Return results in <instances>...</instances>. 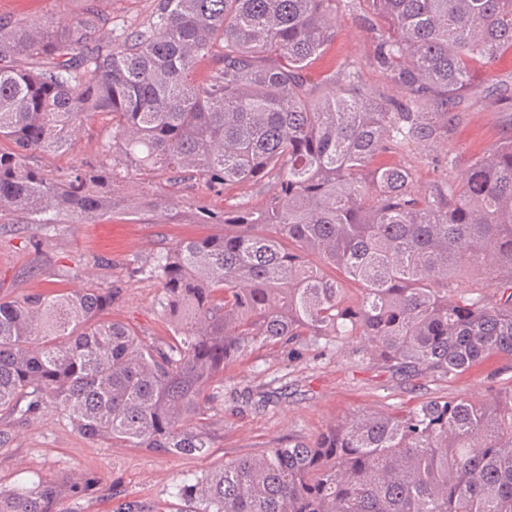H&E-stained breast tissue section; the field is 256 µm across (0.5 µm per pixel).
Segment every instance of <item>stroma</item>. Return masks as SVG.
Returning <instances> with one entry per match:
<instances>
[{"instance_id":"stroma-1","label":"stroma","mask_w":512,"mask_h":512,"mask_svg":"<svg viewBox=\"0 0 512 512\" xmlns=\"http://www.w3.org/2000/svg\"><path fill=\"white\" fill-rule=\"evenodd\" d=\"M154 0H0V16L38 18L54 14L69 25L97 11L109 20L148 14ZM369 39L350 11L339 14V31L310 69L320 80L340 64L363 65L366 84L386 96H397L384 75L367 67ZM512 131V114L490 103L463 113L452 151L458 169ZM103 125L90 121L72 152L37 155L52 169L77 166L94 157ZM220 224H168L144 214L97 216L83 224L0 223V298L13 300L47 289L72 290L97 285L117 289L101 320L132 326L146 341L167 343L174 336L158 304L153 281L133 275L134 259H144L185 238L223 232ZM363 346L349 339L329 350L312 346L296 360L270 346L227 367L216 402L198 420L215 446L208 457L157 455L141 448H121L79 435L54 413L26 420L8 419L12 437L0 447V487L11 488L45 477L77 476L91 481L87 494L66 501L68 512H114L135 499L153 512H175V484L209 466L240 456L266 452L277 441L311 438L338 417L357 409L405 412L432 397H481L490 388L512 384L501 360L489 359L468 373L436 380L380 372L361 364Z\"/></svg>"}]
</instances>
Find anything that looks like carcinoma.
Returning <instances> with one entry per match:
<instances>
[{"instance_id":"1","label":"carcinoma","mask_w":512,"mask_h":512,"mask_svg":"<svg viewBox=\"0 0 512 512\" xmlns=\"http://www.w3.org/2000/svg\"><path fill=\"white\" fill-rule=\"evenodd\" d=\"M353 2L157 0L95 52L91 17H0V221L83 224L132 194L177 218L156 189L268 188L258 205H197L189 220L223 233L134 261L177 341L97 319L110 288L0 301L1 418L50 409L88 439L202 458L212 439L189 421L228 365L269 344L295 359L358 337L362 361L436 379L492 357L512 368V135L453 177V159L434 155L425 193L414 166L376 163L449 146L473 101L512 100L493 74L512 49V0H362L369 66L397 100L351 63L309 77ZM210 56L222 67L197 78ZM94 118L106 127L93 160L34 162L73 149ZM86 489L0 488V512H67ZM174 496L187 512H512V385L408 413L352 411L310 440L188 477ZM439 148L435 147H429V148H419L415 152V154H401V153H383L377 158V162L381 164H389V165H395V164H406L410 163L415 166L416 172V180H415V187L417 190L424 192L427 190L433 181L437 177V172L432 168L431 165H428L426 163H423L420 161L419 154L417 152L422 153H433L436 152Z\"/></svg>"}]
</instances>
